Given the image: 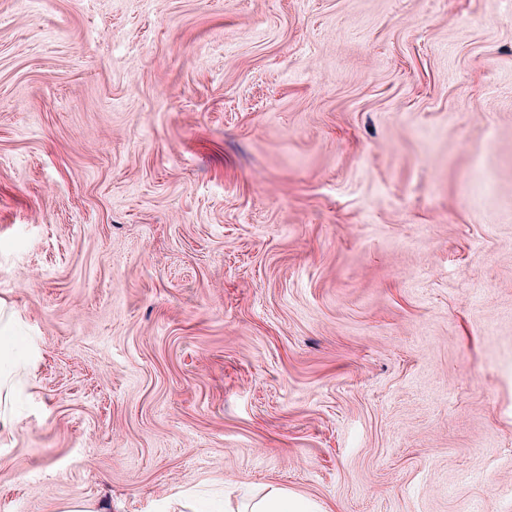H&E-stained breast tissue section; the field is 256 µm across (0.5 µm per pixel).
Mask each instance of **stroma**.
Here are the masks:
<instances>
[{
	"instance_id": "obj_1",
	"label": "stroma",
	"mask_w": 512,
	"mask_h": 512,
	"mask_svg": "<svg viewBox=\"0 0 512 512\" xmlns=\"http://www.w3.org/2000/svg\"><path fill=\"white\" fill-rule=\"evenodd\" d=\"M0 512H512V0H0ZM14 319V311L0 301V434L11 433L17 424L11 411V400L19 384L25 388L33 387V371L28 356L34 352V346L25 342L24 348L29 353L27 358H12L2 354L4 346H17V336H12L10 323ZM328 508L315 506L301 497L279 488H270L249 509L243 512H328Z\"/></svg>"
}]
</instances>
